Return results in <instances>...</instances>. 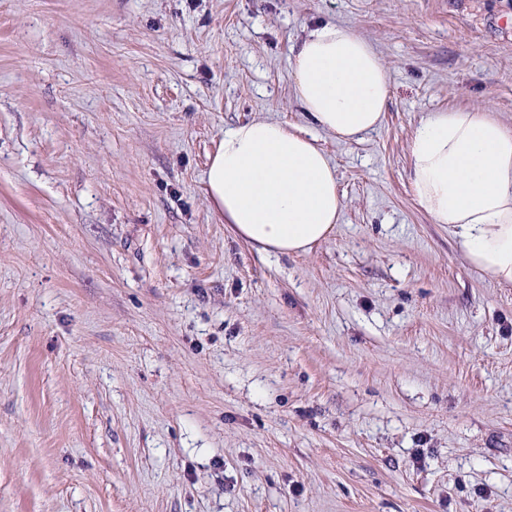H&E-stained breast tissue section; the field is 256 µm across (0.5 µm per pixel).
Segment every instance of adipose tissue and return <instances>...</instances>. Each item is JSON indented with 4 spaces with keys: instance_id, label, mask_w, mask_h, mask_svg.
<instances>
[{
    "instance_id": "obj_1",
    "label": "adipose tissue",
    "mask_w": 512,
    "mask_h": 512,
    "mask_svg": "<svg viewBox=\"0 0 512 512\" xmlns=\"http://www.w3.org/2000/svg\"><path fill=\"white\" fill-rule=\"evenodd\" d=\"M290 66L294 97L318 128L356 142L381 125L387 75L351 27L317 25ZM410 154L418 204L459 238L471 266L512 285V127L486 110L437 111L417 126ZM205 188L224 223L267 254L307 252L340 219L335 166L308 133L274 121L225 128Z\"/></svg>"
}]
</instances>
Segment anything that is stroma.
<instances>
[{
	"label": "stroma",
	"mask_w": 512,
	"mask_h": 512,
	"mask_svg": "<svg viewBox=\"0 0 512 512\" xmlns=\"http://www.w3.org/2000/svg\"><path fill=\"white\" fill-rule=\"evenodd\" d=\"M324 23L388 74L357 142L291 94ZM457 107L512 127V0H0V512H512V286L409 181ZM260 119L336 167L308 252L205 192Z\"/></svg>",
	"instance_id": "stroma-1"
}]
</instances>
